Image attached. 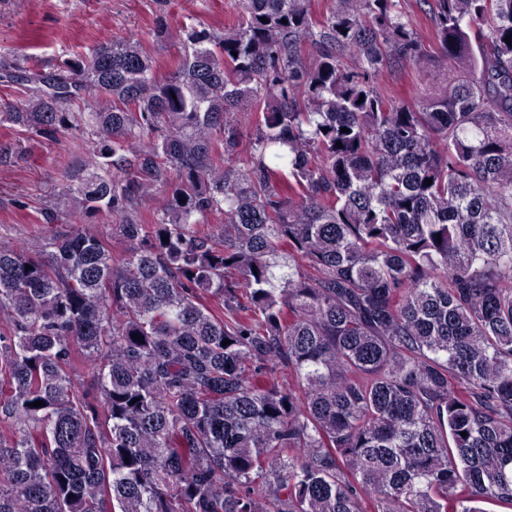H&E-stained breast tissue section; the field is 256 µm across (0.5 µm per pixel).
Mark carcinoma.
Returning <instances> with one entry per match:
<instances>
[{
  "instance_id": "cac0c4a2",
  "label": "carcinoma",
  "mask_w": 512,
  "mask_h": 512,
  "mask_svg": "<svg viewBox=\"0 0 512 512\" xmlns=\"http://www.w3.org/2000/svg\"><path fill=\"white\" fill-rule=\"evenodd\" d=\"M402 2L13 67L84 158L69 234L0 239V512L512 510V0ZM404 10L412 20L414 27L421 38L428 43L432 39V27L428 18L417 7L416 0H405L403 2ZM384 81L388 90L395 97L400 96H413L417 99H421L430 92L429 89L417 81L414 74L410 71L405 73L391 72L390 70L385 72Z\"/></svg>"
}]
</instances>
